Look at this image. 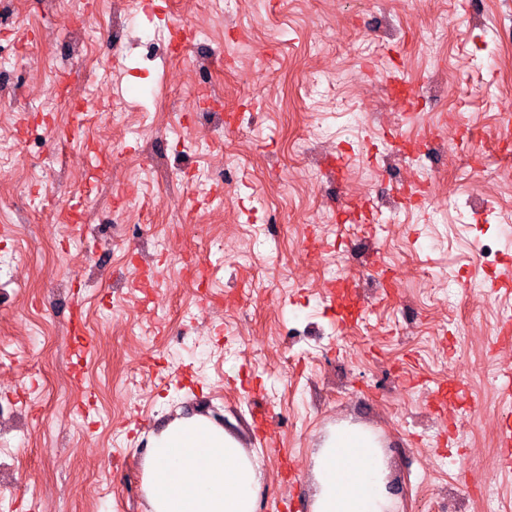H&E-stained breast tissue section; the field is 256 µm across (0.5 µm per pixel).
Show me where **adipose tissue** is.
<instances>
[{
    "label": "adipose tissue",
    "instance_id": "adipose-tissue-1",
    "mask_svg": "<svg viewBox=\"0 0 512 512\" xmlns=\"http://www.w3.org/2000/svg\"><path fill=\"white\" fill-rule=\"evenodd\" d=\"M384 478L374 436L340 426L315 457L313 512H393ZM259 480L238 439L200 415L154 434L144 465L148 512H256Z\"/></svg>",
    "mask_w": 512,
    "mask_h": 512
}]
</instances>
